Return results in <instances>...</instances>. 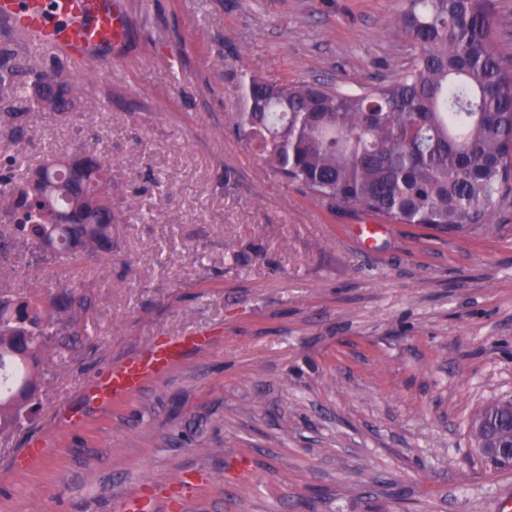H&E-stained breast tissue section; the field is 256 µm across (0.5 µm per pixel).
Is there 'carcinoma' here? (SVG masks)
Instances as JSON below:
<instances>
[{"mask_svg": "<svg viewBox=\"0 0 512 512\" xmlns=\"http://www.w3.org/2000/svg\"><path fill=\"white\" fill-rule=\"evenodd\" d=\"M398 28L414 54L388 84L343 91L307 82L244 84L247 111L237 120L274 171L316 199L390 224L473 234L492 223L495 203L512 199V55L499 48L493 0H404ZM53 100L64 115L81 99L61 66H21L0 48V105L9 134H27L26 111ZM70 175L47 158L42 189L11 162L0 174V249L30 241L67 262L112 255L111 167L80 154ZM87 296L71 286L48 296L0 293V434L38 407L40 352L72 346L75 314ZM476 447L512 439V402L487 406L471 422Z\"/></svg>", "mask_w": 512, "mask_h": 512, "instance_id": "1", "label": "carcinoma"}]
</instances>
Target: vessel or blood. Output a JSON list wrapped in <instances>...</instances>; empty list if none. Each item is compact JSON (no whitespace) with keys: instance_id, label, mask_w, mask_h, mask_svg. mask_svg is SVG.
<instances>
[{"instance_id":"obj_1","label":"vessel or blood","mask_w":512,"mask_h":512,"mask_svg":"<svg viewBox=\"0 0 512 512\" xmlns=\"http://www.w3.org/2000/svg\"><path fill=\"white\" fill-rule=\"evenodd\" d=\"M0 19L25 34L42 51L66 60L112 69V50L127 37L128 19L120 0H0ZM205 337L171 336L98 374L87 392L91 404L105 407L165 374L187 351L205 346ZM48 437L31 440L14 464L24 472L46 461Z\"/></svg>"}]
</instances>
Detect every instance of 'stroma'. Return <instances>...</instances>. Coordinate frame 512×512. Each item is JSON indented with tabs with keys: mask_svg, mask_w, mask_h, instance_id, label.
<instances>
[{
	"mask_svg": "<svg viewBox=\"0 0 512 512\" xmlns=\"http://www.w3.org/2000/svg\"><path fill=\"white\" fill-rule=\"evenodd\" d=\"M112 71L68 64L84 104L28 114L0 159L95 152L112 168L113 249L62 265L5 250L32 287L92 305L45 346L41 409L0 435V512H499L512 470L469 424L512 400V204L467 236L415 224L368 239L362 214L273 172L235 117L252 76L341 90L411 58L401 0H124ZM105 104L102 112L88 110ZM166 374L85 409L100 372L184 332ZM84 408L82 423L57 415ZM52 437L44 466L15 458Z\"/></svg>",
	"mask_w": 512,
	"mask_h": 512,
	"instance_id": "obj_1",
	"label": "stroma"
}]
</instances>
